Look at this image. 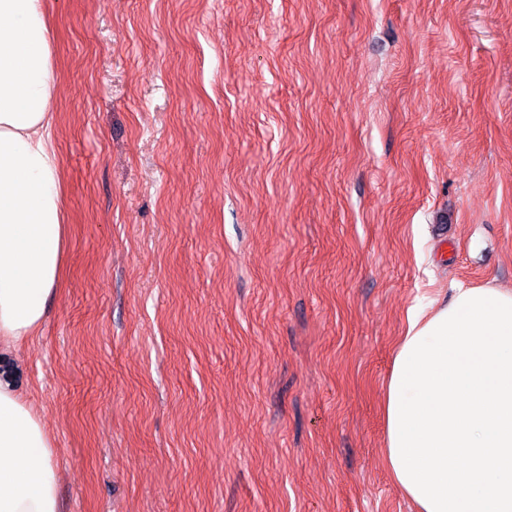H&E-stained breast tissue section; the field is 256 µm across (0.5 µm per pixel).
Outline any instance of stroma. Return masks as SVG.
<instances>
[{
	"label": "stroma",
	"instance_id": "stroma-1",
	"mask_svg": "<svg viewBox=\"0 0 512 512\" xmlns=\"http://www.w3.org/2000/svg\"><path fill=\"white\" fill-rule=\"evenodd\" d=\"M69 234L0 381L62 512H415L408 308L512 290V0H46Z\"/></svg>",
	"mask_w": 512,
	"mask_h": 512
}]
</instances>
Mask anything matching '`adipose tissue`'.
<instances>
[{
    "instance_id": "1",
    "label": "adipose tissue",
    "mask_w": 512,
    "mask_h": 512,
    "mask_svg": "<svg viewBox=\"0 0 512 512\" xmlns=\"http://www.w3.org/2000/svg\"><path fill=\"white\" fill-rule=\"evenodd\" d=\"M57 73L43 0H0V344L35 336L64 273ZM385 464L418 512H512V290L407 311L384 392ZM0 512H59L54 442L0 383Z\"/></svg>"
}]
</instances>
